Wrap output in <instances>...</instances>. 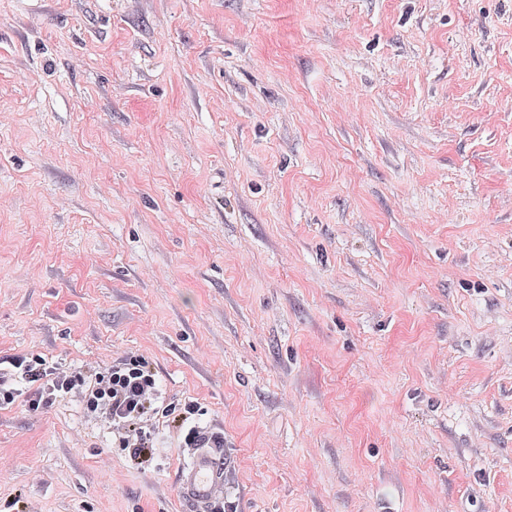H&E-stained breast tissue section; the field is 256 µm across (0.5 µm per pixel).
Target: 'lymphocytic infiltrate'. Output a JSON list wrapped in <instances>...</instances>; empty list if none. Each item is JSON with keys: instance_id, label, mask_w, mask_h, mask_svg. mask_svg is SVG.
Segmentation results:
<instances>
[{"instance_id": "lymphocytic-infiltrate-1", "label": "lymphocytic infiltrate", "mask_w": 512, "mask_h": 512, "mask_svg": "<svg viewBox=\"0 0 512 512\" xmlns=\"http://www.w3.org/2000/svg\"><path fill=\"white\" fill-rule=\"evenodd\" d=\"M78 402L109 424L119 448L135 467L154 464V435L160 418H168L182 444L200 447L205 430L197 423V402H167L156 372L141 356H126L93 373H85L46 356L16 355L0 368V408L44 409L57 400Z\"/></svg>"}]
</instances>
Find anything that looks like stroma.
I'll use <instances>...</instances> for the list:
<instances>
[{
  "mask_svg": "<svg viewBox=\"0 0 512 512\" xmlns=\"http://www.w3.org/2000/svg\"><path fill=\"white\" fill-rule=\"evenodd\" d=\"M135 354L238 512H512V0H0V360ZM75 401L0 512H191Z\"/></svg>",
  "mask_w": 512,
  "mask_h": 512,
  "instance_id": "1",
  "label": "stroma"
}]
</instances>
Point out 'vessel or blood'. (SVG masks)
I'll return each mask as SVG.
<instances>
[{"label": "vessel or blood", "mask_w": 512, "mask_h": 512, "mask_svg": "<svg viewBox=\"0 0 512 512\" xmlns=\"http://www.w3.org/2000/svg\"><path fill=\"white\" fill-rule=\"evenodd\" d=\"M182 496L193 512H210L212 504L224 496V464L217 448L196 449L179 475Z\"/></svg>", "instance_id": "b4317fda"}]
</instances>
